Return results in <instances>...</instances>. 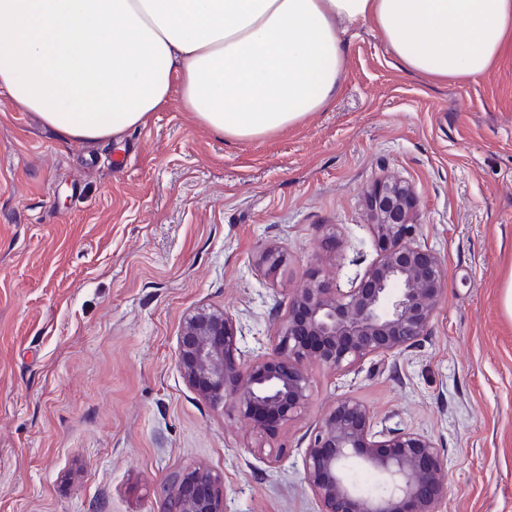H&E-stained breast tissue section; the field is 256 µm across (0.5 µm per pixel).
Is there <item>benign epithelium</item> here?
I'll use <instances>...</instances> for the list:
<instances>
[{
	"instance_id": "benign-epithelium-1",
	"label": "benign epithelium",
	"mask_w": 512,
	"mask_h": 512,
	"mask_svg": "<svg viewBox=\"0 0 512 512\" xmlns=\"http://www.w3.org/2000/svg\"><path fill=\"white\" fill-rule=\"evenodd\" d=\"M365 199L377 257L347 290L312 270L289 297L266 351L239 347L238 321L226 310L198 307L182 322L176 362L184 381L211 404L246 415L260 435L275 434L276 426L263 422L258 410L275 414L281 426L305 408L308 364L344 374L370 357L400 356L435 317L447 269L440 256L416 242L414 189L384 179ZM285 262L282 250L272 245L257 258L269 275ZM356 465L376 475L375 488L363 489L352 480ZM303 468L318 512H439L448 495L435 441L415 431L376 429L373 412L351 395L337 398L320 421ZM164 491L159 512H224L223 480L207 467L170 473Z\"/></svg>"
}]
</instances>
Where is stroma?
Returning <instances> with one entry per match:
<instances>
[{
	"instance_id": "obj_1",
	"label": "stroma",
	"mask_w": 512,
	"mask_h": 512,
	"mask_svg": "<svg viewBox=\"0 0 512 512\" xmlns=\"http://www.w3.org/2000/svg\"><path fill=\"white\" fill-rule=\"evenodd\" d=\"M332 104L237 142L172 91L146 126L66 140L0 93V512H157L172 471L205 465L226 512H317L303 458L339 396L441 451V512H512V43L488 75L406 72L368 25L344 34ZM416 194L417 243L448 280L426 336L338 376L275 438L211 405L176 364L186 314L226 309L242 344L311 269L350 287L376 257L363 193ZM287 255L258 268L268 245ZM285 254L276 246H267L257 258L258 267L265 270L268 275L275 274L286 262Z\"/></svg>"
}]
</instances>
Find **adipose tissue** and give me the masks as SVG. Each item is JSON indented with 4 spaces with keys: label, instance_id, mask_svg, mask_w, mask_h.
<instances>
[{
    "label": "adipose tissue",
    "instance_id": "1",
    "mask_svg": "<svg viewBox=\"0 0 512 512\" xmlns=\"http://www.w3.org/2000/svg\"><path fill=\"white\" fill-rule=\"evenodd\" d=\"M367 23L432 82L490 72L512 0H0V92L67 139L145 125L179 85L206 129L251 141L327 108Z\"/></svg>",
    "mask_w": 512,
    "mask_h": 512
}]
</instances>
